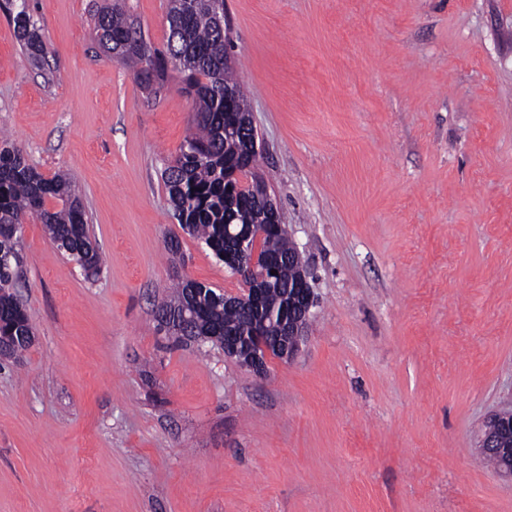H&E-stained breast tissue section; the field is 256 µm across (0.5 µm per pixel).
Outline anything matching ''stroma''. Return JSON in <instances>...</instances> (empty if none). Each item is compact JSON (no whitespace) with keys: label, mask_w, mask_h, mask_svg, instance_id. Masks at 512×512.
<instances>
[{"label":"stroma","mask_w":512,"mask_h":512,"mask_svg":"<svg viewBox=\"0 0 512 512\" xmlns=\"http://www.w3.org/2000/svg\"><path fill=\"white\" fill-rule=\"evenodd\" d=\"M104 2L31 0L40 69L0 13V139L68 173L106 255L86 278L24 226L0 512H512L475 446L512 407V0H224L255 172L318 300L263 377L159 328L177 280L240 281L169 209L180 75L140 89L95 40ZM125 9L163 46L164 0Z\"/></svg>","instance_id":"35a3bbf8"}]
</instances>
